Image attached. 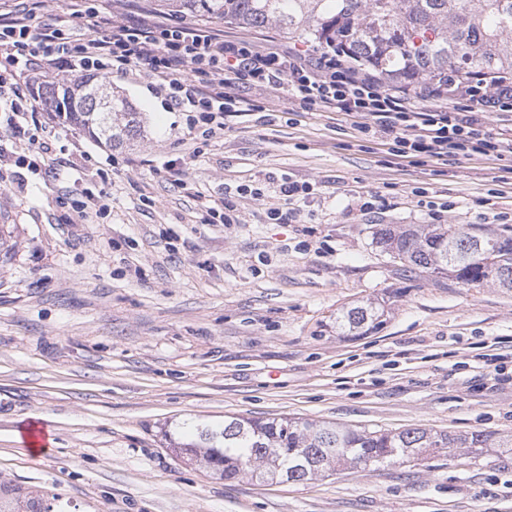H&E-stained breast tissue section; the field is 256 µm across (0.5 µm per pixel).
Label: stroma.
I'll use <instances>...</instances> for the list:
<instances>
[{
  "label": "stroma",
  "mask_w": 512,
  "mask_h": 512,
  "mask_svg": "<svg viewBox=\"0 0 512 512\" xmlns=\"http://www.w3.org/2000/svg\"><path fill=\"white\" fill-rule=\"evenodd\" d=\"M202 25L318 53L270 28ZM147 81L111 80L144 137L113 148L57 127L76 166L56 176L18 165L35 145L0 135V481L55 491L72 512H512L502 448L272 486L168 448L167 427L227 416L512 435V384L475 367L495 348L512 371V290L404 268L376 241L386 226H512V177L492 157L394 156L352 117L300 110L281 89L204 145ZM285 179L314 192L273 224ZM64 190L106 194L109 214L74 221ZM373 196L378 213L363 215ZM221 202L233 223H207ZM369 300L386 302L385 324L337 335V312ZM33 412L51 435L39 454L22 436Z\"/></svg>",
  "instance_id": "stroma-1"
}]
</instances>
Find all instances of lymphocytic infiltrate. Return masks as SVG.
<instances>
[{
    "label": "lymphocytic infiltrate",
    "instance_id": "lymphocytic-infiltrate-1",
    "mask_svg": "<svg viewBox=\"0 0 512 512\" xmlns=\"http://www.w3.org/2000/svg\"><path fill=\"white\" fill-rule=\"evenodd\" d=\"M33 19L23 0L0 9V104L8 106L6 128L16 136L26 134L37 110L19 106L31 74L56 82L66 72L124 77L140 66L152 93L183 113L190 133L205 141L223 135L231 118L263 111L262 102L237 94L244 82L285 90L305 111L357 117L360 133L379 136L398 157L422 155L444 165L492 156L512 163V134L483 119L487 112H512V77L463 82L452 72L436 82L389 86L338 48L309 61L165 22L152 10L132 23L119 9L105 16L95 0H57L48 23L37 27Z\"/></svg>",
    "mask_w": 512,
    "mask_h": 512
}]
</instances>
